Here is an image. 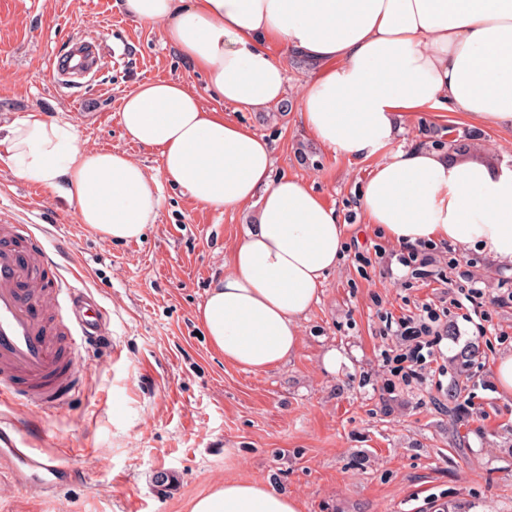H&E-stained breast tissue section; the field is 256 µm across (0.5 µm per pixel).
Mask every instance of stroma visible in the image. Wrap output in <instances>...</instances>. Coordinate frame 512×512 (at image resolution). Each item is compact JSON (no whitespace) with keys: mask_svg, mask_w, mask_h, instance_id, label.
I'll return each instance as SVG.
<instances>
[{"mask_svg":"<svg viewBox=\"0 0 512 512\" xmlns=\"http://www.w3.org/2000/svg\"><path fill=\"white\" fill-rule=\"evenodd\" d=\"M80 35L102 42L99 69L82 83L61 84L49 56ZM272 52L283 58L289 111L238 112L207 91L204 74L164 41L162 25L128 16L121 0H0V126L39 109L71 124L80 146L126 152L158 177V154L124 140L119 112L137 83L180 79L203 106L269 140L275 175L304 178L348 226L342 261L300 321L297 352L251 373L198 337L194 313L257 205L214 211L166 182L145 236L114 243L81 224L57 192L0 162V213L43 233L62 274L77 273L108 309L112 332L77 399L50 414L0 406L1 417L44 426L46 436L31 435V447L72 471L38 500L0 471V512H190L195 498L228 479L269 484L296 497L300 512H512V396L500 393L494 373L500 354L512 352V308L487 324L451 308L437 359L443 391L414 385L384 397L382 358L396 344L385 314L438 303L441 284L401 287L392 281L401 267H359L358 253L395 248L357 207L370 166L333 153L303 126L294 101L312 71L280 47ZM428 126L472 128L453 113L422 112L403 122L397 145L420 144ZM477 129L475 154L512 161V127ZM302 148L314 164L299 160ZM435 254L444 277L455 276L453 255L487 293L512 283L476 250L441 243ZM332 350L341 356L333 371L324 362ZM468 393L469 415L459 410Z\"/></svg>","mask_w":512,"mask_h":512,"instance_id":"obj_1","label":"stroma"}]
</instances>
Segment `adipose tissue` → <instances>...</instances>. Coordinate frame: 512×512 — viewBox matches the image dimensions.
<instances>
[{
    "mask_svg": "<svg viewBox=\"0 0 512 512\" xmlns=\"http://www.w3.org/2000/svg\"><path fill=\"white\" fill-rule=\"evenodd\" d=\"M130 17L163 24L165 40L242 112L282 102L277 44L314 68L297 97L303 125L349 160L372 161L359 208L401 245H472L512 268V168L413 146L394 148L405 117L453 112L512 125V0H122ZM123 137L156 150L162 178L119 150H93L42 111L0 135V160L56 189L103 239L137 241L154 224L162 182L201 206L258 203L257 222L224 260L195 319L225 363L262 372L298 348L299 322L346 241L339 212L301 179L273 178L268 140L205 108L178 80L136 85ZM191 512H299L262 482L228 480Z\"/></svg>",
    "mask_w": 512,
    "mask_h": 512,
    "instance_id": "ef3b65f1",
    "label": "adipose tissue"
}]
</instances>
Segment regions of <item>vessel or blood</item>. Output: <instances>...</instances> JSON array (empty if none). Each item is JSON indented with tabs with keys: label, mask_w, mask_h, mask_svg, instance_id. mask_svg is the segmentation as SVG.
Listing matches in <instances>:
<instances>
[{
	"label": "vessel or blood",
	"mask_w": 512,
	"mask_h": 512,
	"mask_svg": "<svg viewBox=\"0 0 512 512\" xmlns=\"http://www.w3.org/2000/svg\"><path fill=\"white\" fill-rule=\"evenodd\" d=\"M100 42L77 39L48 61L60 81L93 72ZM110 315L64 278L30 225L0 224V398L48 413L81 393V371L111 336ZM36 497L71 473L29 448L14 421L0 419V467Z\"/></svg>",
	"instance_id": "1"
}]
</instances>
